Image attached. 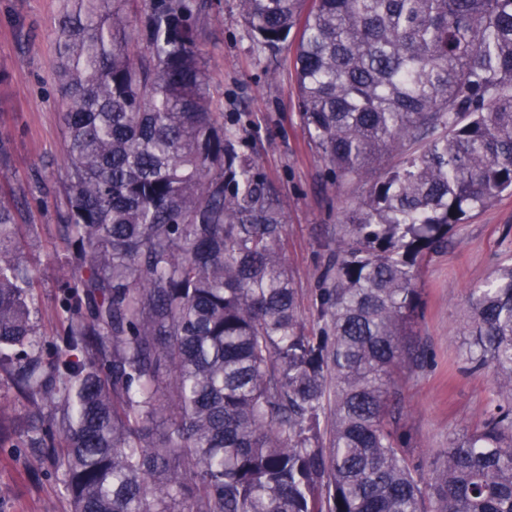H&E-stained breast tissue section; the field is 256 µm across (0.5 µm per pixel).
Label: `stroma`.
I'll use <instances>...</instances> for the list:
<instances>
[{
    "mask_svg": "<svg viewBox=\"0 0 512 512\" xmlns=\"http://www.w3.org/2000/svg\"><path fill=\"white\" fill-rule=\"evenodd\" d=\"M199 21L210 89L221 112L247 113L241 135L263 171L279 187L286 216V262L302 294L307 328H316L312 299L338 224L360 205L369 188L362 179L332 182L308 142L296 102L294 48L278 56L276 76L238 14L237 0H207ZM62 0H0V186L11 191L30 224L26 254L41 281L39 306L46 334L57 328L60 294L53 262L56 201L66 179L63 135L52 61L54 22ZM40 174L47 194L34 199L27 181ZM512 256V195H503L457 225L447 247L419 268L422 308L416 325L427 350L420 367L403 366L395 389L404 412L409 456L431 475L450 439L469 433L493 397L482 373L468 370L469 291ZM0 512H70L59 475L29 449L0 446Z\"/></svg>",
    "mask_w": 512,
    "mask_h": 512,
    "instance_id": "stroma-1",
    "label": "stroma"
}]
</instances>
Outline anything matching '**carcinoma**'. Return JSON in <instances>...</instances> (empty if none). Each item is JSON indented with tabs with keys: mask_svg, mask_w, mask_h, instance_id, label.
<instances>
[{
	"mask_svg": "<svg viewBox=\"0 0 512 512\" xmlns=\"http://www.w3.org/2000/svg\"><path fill=\"white\" fill-rule=\"evenodd\" d=\"M64 0L53 70L67 168L44 354L28 225L0 196V441L61 469L71 512H512V257L470 289L471 369L496 400L427 481L393 378L424 362L416 270L512 195V0H238L296 43L304 129L365 175L302 322L275 184L213 110L207 0ZM401 153L397 166L386 156Z\"/></svg>",
	"mask_w": 512,
	"mask_h": 512,
	"instance_id": "cac0c4a2",
	"label": "carcinoma"
}]
</instances>
